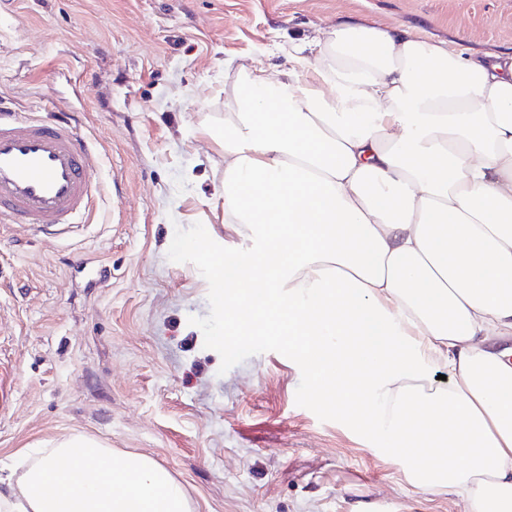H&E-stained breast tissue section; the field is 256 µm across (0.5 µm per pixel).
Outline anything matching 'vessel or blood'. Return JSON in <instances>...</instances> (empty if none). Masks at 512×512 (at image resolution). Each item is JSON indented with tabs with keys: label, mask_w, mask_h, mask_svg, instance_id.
<instances>
[{
	"label": "vessel or blood",
	"mask_w": 512,
	"mask_h": 512,
	"mask_svg": "<svg viewBox=\"0 0 512 512\" xmlns=\"http://www.w3.org/2000/svg\"><path fill=\"white\" fill-rule=\"evenodd\" d=\"M97 155L61 117L32 120L0 108V225L34 233L87 216L98 192Z\"/></svg>",
	"instance_id": "vessel-or-blood-1"
}]
</instances>
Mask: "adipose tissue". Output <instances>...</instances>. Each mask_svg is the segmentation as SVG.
I'll return each mask as SVG.
<instances>
[{
	"instance_id": "ef3b65f1",
	"label": "adipose tissue",
	"mask_w": 512,
	"mask_h": 512,
	"mask_svg": "<svg viewBox=\"0 0 512 512\" xmlns=\"http://www.w3.org/2000/svg\"><path fill=\"white\" fill-rule=\"evenodd\" d=\"M211 138L224 224L257 241L209 253L226 348L287 339L412 481L512 512V55L340 24L278 75L241 70ZM24 456L0 512H190L165 468L95 438Z\"/></svg>"
}]
</instances>
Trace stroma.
<instances>
[{"label": "stroma", "mask_w": 512, "mask_h": 512, "mask_svg": "<svg viewBox=\"0 0 512 512\" xmlns=\"http://www.w3.org/2000/svg\"><path fill=\"white\" fill-rule=\"evenodd\" d=\"M339 23L402 26L477 55L512 50V0H12L0 9V102L76 120L100 158L89 221L0 228V466L76 434L141 454L191 512H464L315 400L288 345L215 340L224 303L201 247L236 76L288 65Z\"/></svg>", "instance_id": "stroma-1"}]
</instances>
